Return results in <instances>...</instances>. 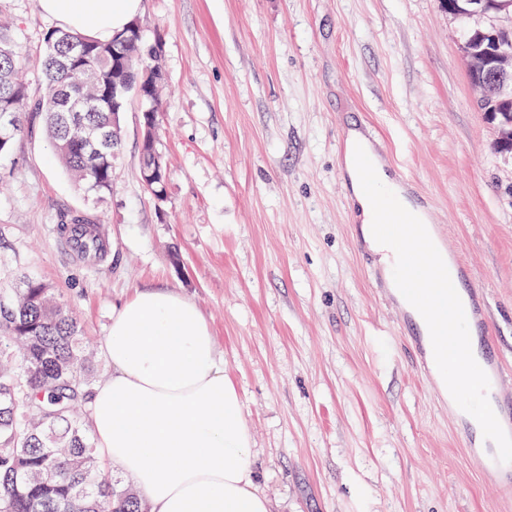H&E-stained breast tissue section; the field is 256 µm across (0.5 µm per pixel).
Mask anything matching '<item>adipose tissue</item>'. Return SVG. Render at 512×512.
Returning a JSON list of instances; mask_svg holds the SVG:
<instances>
[{
  "instance_id": "1",
  "label": "adipose tissue",
  "mask_w": 512,
  "mask_h": 512,
  "mask_svg": "<svg viewBox=\"0 0 512 512\" xmlns=\"http://www.w3.org/2000/svg\"><path fill=\"white\" fill-rule=\"evenodd\" d=\"M60 27L106 42L142 0H37ZM343 165L362 223L379 218L394 178L377 164L367 190L352 153ZM111 372L93 389L97 455L117 466L150 512H270L254 489L252 439L237 390L196 306L171 290H139L112 313Z\"/></svg>"
}]
</instances>
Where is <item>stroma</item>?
I'll list each match as a JSON object with an SVG mask.
<instances>
[{
    "label": "stroma",
    "mask_w": 512,
    "mask_h": 512,
    "mask_svg": "<svg viewBox=\"0 0 512 512\" xmlns=\"http://www.w3.org/2000/svg\"><path fill=\"white\" fill-rule=\"evenodd\" d=\"M27 75L55 23L0 0ZM162 44L163 199L143 187L141 105L122 114L112 192L88 198L28 112L0 157V291L48 283L95 352L113 308L170 289L203 314L241 398L270 512H493L403 319L374 286L343 190L342 129L368 130L429 199L433 224L481 282L512 365V154L478 112L440 0H142ZM85 215L111 243L96 265L53 228Z\"/></svg>",
    "instance_id": "35a3bbf8"
}]
</instances>
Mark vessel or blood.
I'll return each mask as SVG.
<instances>
[{"label":"vessel or blood","instance_id":"obj_1","mask_svg":"<svg viewBox=\"0 0 512 512\" xmlns=\"http://www.w3.org/2000/svg\"><path fill=\"white\" fill-rule=\"evenodd\" d=\"M55 234L64 250L70 254L95 255L103 247L102 241L94 237L88 226L83 224L56 228ZM446 266L466 313L473 355L490 380L487 392L489 402L502 427L512 433V391L503 386L505 365L490 334L483 288L471 268L456 257H449ZM389 295L399 304L408 321L411 342L426 380L439 396H446L448 389L440 373L435 370L430 334L424 319L405 301L398 289H390ZM455 417L460 441L482 473L488 477L491 491L497 494L511 493L512 464L498 461L495 443L484 437L480 425L472 416L460 410Z\"/></svg>","mask_w":512,"mask_h":512}]
</instances>
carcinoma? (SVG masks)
Returning a JSON list of instances; mask_svg holds the SVG:
<instances>
[{
	"instance_id": "obj_1",
	"label": "carcinoma",
	"mask_w": 512,
	"mask_h": 512,
	"mask_svg": "<svg viewBox=\"0 0 512 512\" xmlns=\"http://www.w3.org/2000/svg\"><path fill=\"white\" fill-rule=\"evenodd\" d=\"M451 17L462 41L475 34L498 33L497 20L469 13L467 0H456ZM47 31L39 49L45 82L35 111L44 114L48 138L73 181L93 198L112 192V161L121 145V115L130 98L142 102L143 141L140 178L156 199L163 198L166 165L159 149L161 92L165 75L159 44L125 31L108 42L92 40L90 63L63 68L69 47ZM96 105L74 123V101ZM117 105H112V100ZM478 111L498 123L512 116V100L476 102ZM28 92L18 56L0 30V155L21 132ZM0 341L19 354L0 371V512H144L140 496L119 490L100 473L75 409L86 402L92 369L80 324L53 297V289L28 279L0 296Z\"/></svg>"
}]
</instances>
